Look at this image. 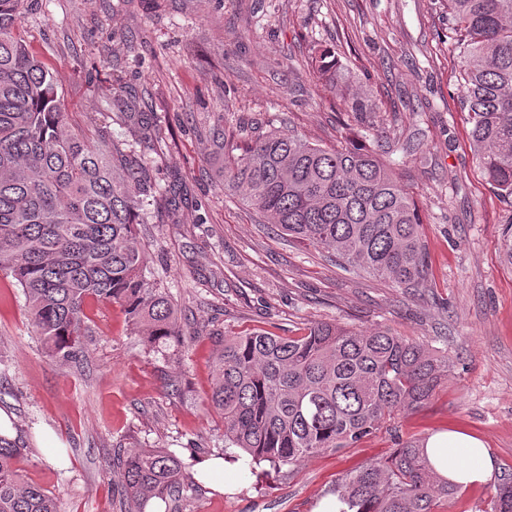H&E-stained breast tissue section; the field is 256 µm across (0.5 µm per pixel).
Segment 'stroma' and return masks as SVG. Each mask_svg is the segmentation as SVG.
<instances>
[{"label":"stroma","mask_w":512,"mask_h":512,"mask_svg":"<svg viewBox=\"0 0 512 512\" xmlns=\"http://www.w3.org/2000/svg\"><path fill=\"white\" fill-rule=\"evenodd\" d=\"M19 19L57 76L70 126L137 149L151 119L164 132L147 154L152 179L180 181L189 199L178 219L152 209L138 227L183 345L149 349L118 304L95 302L82 356L56 366L21 290L0 279V413L29 443L23 479L49 489L60 512H124L118 450L166 448L187 463L223 452L209 395L226 337L299 336L315 322L389 329L455 367L427 404L357 446L276 468L225 464V485L196 479L183 512H317L346 470L388 457L398 434L457 430L483 442L495 472L512 469V267L500 257L512 202L468 145L448 0H22ZM325 51L367 91L371 118L319 79ZM116 89L127 94L120 110L105 100ZM218 125L234 146L274 127L330 148L370 146L382 130L385 159L422 217L427 288L346 272L257 223L224 193Z\"/></svg>","instance_id":"1"}]
</instances>
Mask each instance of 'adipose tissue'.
Returning <instances> with one entry per match:
<instances>
[{"mask_svg":"<svg viewBox=\"0 0 512 512\" xmlns=\"http://www.w3.org/2000/svg\"><path fill=\"white\" fill-rule=\"evenodd\" d=\"M427 453L439 475L455 484L486 482L493 471L487 449L481 448L477 439L458 431L432 436Z\"/></svg>","mask_w":512,"mask_h":512,"instance_id":"obj_1","label":"adipose tissue"}]
</instances>
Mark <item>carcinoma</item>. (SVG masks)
<instances>
[{"label":"carcinoma","instance_id":"carcinoma-1","mask_svg":"<svg viewBox=\"0 0 512 512\" xmlns=\"http://www.w3.org/2000/svg\"><path fill=\"white\" fill-rule=\"evenodd\" d=\"M19 3L0 0V273L21 289L55 363L83 352L92 301L121 304L153 348L179 344L177 309L147 275L137 225L150 204L179 212L181 193L158 188L145 155L124 141L68 127L57 78L20 30ZM448 15L471 148L487 183L511 200L512 0H448ZM316 69L336 86V59L324 53ZM342 95L351 111H373L350 83ZM218 173L226 194L336 265L409 292L426 287L419 210L377 152L270 130L225 154ZM452 368L447 355L389 330L315 322L302 336L224 339L210 400L226 443L253 464L291 465L351 448L391 415L422 406ZM425 449L424 438L405 441L342 474L339 512L448 508L460 486L435 472ZM23 450L0 433V512H58L52 492L21 478L15 461ZM117 468L127 512H145L155 499L176 512L189 465L174 452L131 448ZM491 512H512V472L495 485Z\"/></svg>","mask_w":512,"mask_h":512}]
</instances>
